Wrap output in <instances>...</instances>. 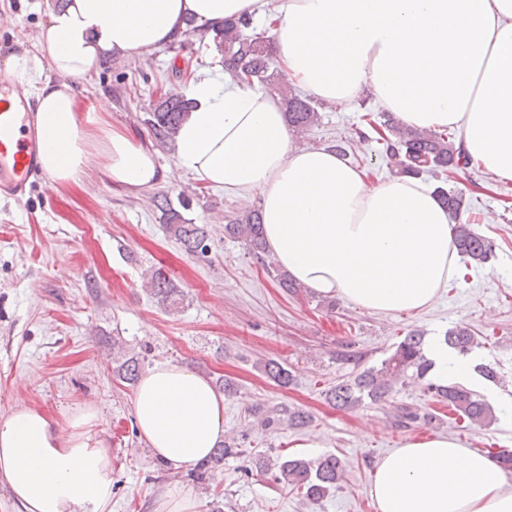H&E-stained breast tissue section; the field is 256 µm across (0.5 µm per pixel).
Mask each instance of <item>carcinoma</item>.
I'll return each instance as SVG.
<instances>
[{
	"label": "carcinoma",
	"instance_id": "cac0c4a2",
	"mask_svg": "<svg viewBox=\"0 0 512 512\" xmlns=\"http://www.w3.org/2000/svg\"><path fill=\"white\" fill-rule=\"evenodd\" d=\"M253 16L246 15L231 19L219 26L205 28V35L199 39V47L214 48L224 59V72L233 80L258 85L265 90H276L275 79L279 72L275 65L276 52L273 41L267 36L249 33ZM288 126L291 131L302 134L319 120V112L309 97L297 93L282 96ZM191 108L184 97H168L160 101L142 119L155 141L167 145L174 140L176 131ZM368 125L379 135L383 153L391 169L399 175H439L452 173L471 166V159L455 146L452 134L442 131H424L403 124L392 112H379L368 121ZM448 214L457 215L463 208V195L441 186L434 189ZM161 220L166 230L184 250L193 255L206 256L209 253L206 225L193 224L162 197L158 204ZM224 232L239 239L247 246L255 262L291 295L300 291L301 285L287 273L281 272L266 262L267 249L263 236L261 210L249 208L243 214L224 225ZM451 242L468 266L482 267L491 263L496 256V246L489 238L480 234L472 224H453L450 227ZM151 294L168 306L180 304L183 293L161 269H155L148 278ZM448 347L466 356L480 346L473 330L458 324L446 331L444 336ZM142 358L137 354H121L116 375L123 381L137 382L141 371ZM432 362L423 349V336L413 331L398 343L394 352L384 359L380 366L370 367L352 380L337 383L327 391L328 400L339 409L351 410L369 399L379 404L392 394L397 384L406 378L427 381V389L437 401L448 404L452 410L468 420L469 424L480 426L491 416L488 403L472 391L457 384L442 385L427 380ZM268 377L280 386L290 383L291 371L277 361L264 364ZM239 454L238 443L234 440L218 445L213 454L202 461L190 473L198 481L204 479L206 471L221 465L224 457ZM273 473V481L301 492L308 500L317 502L336 489L344 467L334 454L316 460L300 457L278 458L265 464Z\"/></svg>",
	"mask_w": 512,
	"mask_h": 512
}]
</instances>
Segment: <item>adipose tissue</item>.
<instances>
[{
    "mask_svg": "<svg viewBox=\"0 0 512 512\" xmlns=\"http://www.w3.org/2000/svg\"><path fill=\"white\" fill-rule=\"evenodd\" d=\"M265 0H65L38 34L36 54L0 67L36 99L40 160L52 185L105 174L140 192L163 173L151 143L110 125L106 99L79 114L70 79H91L105 56L139 55L186 31L188 20L261 16ZM271 34L297 87L336 105L371 91L407 125L453 128L463 150L512 181V0H278ZM57 80L44 78V69ZM193 107L174 139L178 170L258 199L279 266L316 293L376 314L430 306L459 257L448 213L420 179L373 184L330 147L291 145L282 105L221 77L181 87ZM441 384L472 383L469 360L430 337ZM140 434L162 462L199 461L224 436V398L202 375L151 368L133 396ZM96 407L74 408L67 430L37 408L0 416V481L24 512H107L112 459ZM378 512H512V479L490 458L445 436L394 449L374 473Z\"/></svg>",
    "mask_w": 512,
    "mask_h": 512,
    "instance_id": "adipose-tissue-1",
    "label": "adipose tissue"
}]
</instances>
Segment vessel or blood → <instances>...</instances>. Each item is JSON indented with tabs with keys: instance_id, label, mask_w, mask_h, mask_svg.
Listing matches in <instances>:
<instances>
[{
	"instance_id": "vessel-or-blood-1",
	"label": "vessel or blood",
	"mask_w": 512,
	"mask_h": 512,
	"mask_svg": "<svg viewBox=\"0 0 512 512\" xmlns=\"http://www.w3.org/2000/svg\"><path fill=\"white\" fill-rule=\"evenodd\" d=\"M47 175L40 161V135L27 98L0 79V196L22 199Z\"/></svg>"
}]
</instances>
